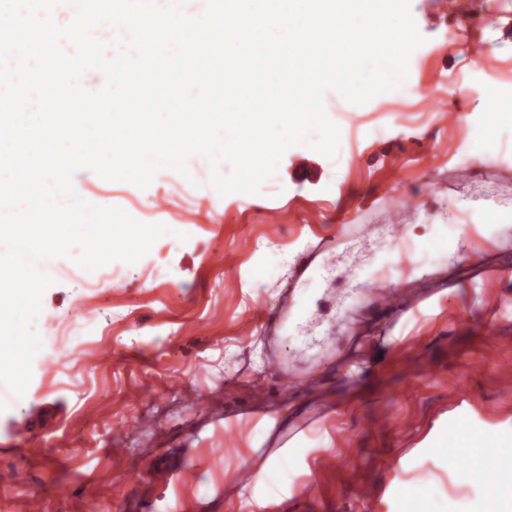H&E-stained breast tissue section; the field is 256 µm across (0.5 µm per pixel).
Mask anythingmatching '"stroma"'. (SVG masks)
Returning <instances> with one entry per match:
<instances>
[{
  "mask_svg": "<svg viewBox=\"0 0 512 512\" xmlns=\"http://www.w3.org/2000/svg\"><path fill=\"white\" fill-rule=\"evenodd\" d=\"M465 2L452 15L448 0H411L425 38L409 62L412 93L340 105L335 158L289 148L262 195L213 197L195 156L192 180L164 169L145 191L75 174L84 200L147 211L188 239L163 236L136 263L92 273L63 258L37 326L57 322L76 349L108 339L110 351L74 357L51 389L33 369L25 395L0 404V466L19 473L0 486V512H30L36 495L43 512H85L90 495L100 512H143L148 498L166 512L167 464L185 466L197 512H258L224 475L271 458L288 483L266 487L269 512H506L486 464L512 448V147L479 161L471 144L496 109L487 86L512 88V0ZM446 109L454 123L442 122ZM269 208L283 219L273 238L262 233ZM441 224L462 231L454 251L414 275ZM271 261L277 275L255 278ZM314 281L316 310L291 316ZM376 289L418 307L397 317ZM275 304L286 327L262 328ZM276 342L299 387L270 380ZM268 410L276 424L262 442L255 420ZM305 423L308 435L283 442ZM460 430L497 441L452 469L441 445ZM324 456L334 468L318 470ZM308 480L315 490L298 494Z\"/></svg>",
  "mask_w": 512,
  "mask_h": 512,
  "instance_id": "1",
  "label": "stroma"
}]
</instances>
